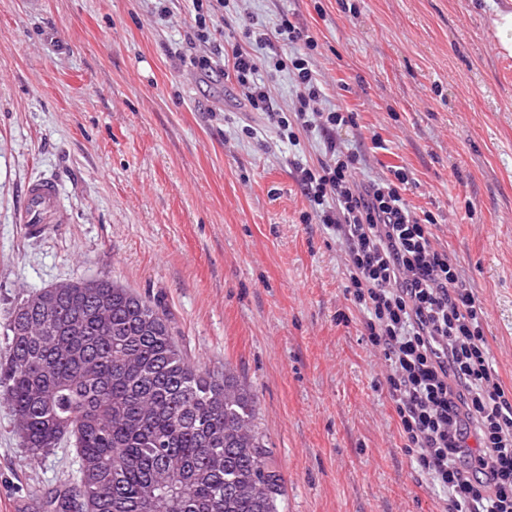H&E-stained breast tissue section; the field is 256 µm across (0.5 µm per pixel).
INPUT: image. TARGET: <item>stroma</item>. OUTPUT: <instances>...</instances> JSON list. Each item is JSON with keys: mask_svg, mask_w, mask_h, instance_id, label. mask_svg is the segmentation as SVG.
Returning <instances> with one entry per match:
<instances>
[{"mask_svg": "<svg viewBox=\"0 0 512 512\" xmlns=\"http://www.w3.org/2000/svg\"><path fill=\"white\" fill-rule=\"evenodd\" d=\"M225 2L217 44L286 12L317 40L329 104L356 115L339 140L363 151L362 178L406 167L512 388V56L490 25L512 0ZM167 5L160 23L150 0H0V326L23 294L111 280L167 313L202 372L254 397L278 512H443L345 296L344 250L305 221L291 160L318 163L320 137L298 131L289 149L230 81L191 66L210 48L185 41L190 0ZM38 179L65 215L40 236L17 222ZM76 471L71 440L32 456L0 401V512H42Z\"/></svg>", "mask_w": 512, "mask_h": 512, "instance_id": "35a3bbf8", "label": "stroma"}]
</instances>
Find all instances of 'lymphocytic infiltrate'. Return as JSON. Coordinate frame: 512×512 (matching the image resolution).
<instances>
[{
    "label": "lymphocytic infiltrate",
    "instance_id": "1",
    "mask_svg": "<svg viewBox=\"0 0 512 512\" xmlns=\"http://www.w3.org/2000/svg\"><path fill=\"white\" fill-rule=\"evenodd\" d=\"M245 35L258 47L274 37L292 48L272 65L292 74L296 119L318 130L325 148L318 164L295 160L298 183L315 219L345 247V291L390 367L386 384L406 450L447 491L448 512H512V390L490 361L480 302L434 244L432 215L412 211L405 168L358 179L359 153L335 138L354 125V113L333 109L311 122V103L324 97L311 63L318 44L297 22L283 14ZM193 65L233 80L253 110L271 112L255 54L234 44Z\"/></svg>",
    "mask_w": 512,
    "mask_h": 512
}]
</instances>
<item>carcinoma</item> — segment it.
I'll list each match as a JSON object with an SVG mask.
<instances>
[{
	"label": "carcinoma",
	"mask_w": 512,
	"mask_h": 512,
	"mask_svg": "<svg viewBox=\"0 0 512 512\" xmlns=\"http://www.w3.org/2000/svg\"><path fill=\"white\" fill-rule=\"evenodd\" d=\"M83 288L60 298L64 320L87 315ZM0 333V397L25 419L33 454L73 440L75 482L46 512H276L282 476L254 424L256 403L224 375L186 362L169 318L127 288L112 289V324L84 323L48 353L41 314Z\"/></svg>",
	"instance_id": "carcinoma-1"
}]
</instances>
